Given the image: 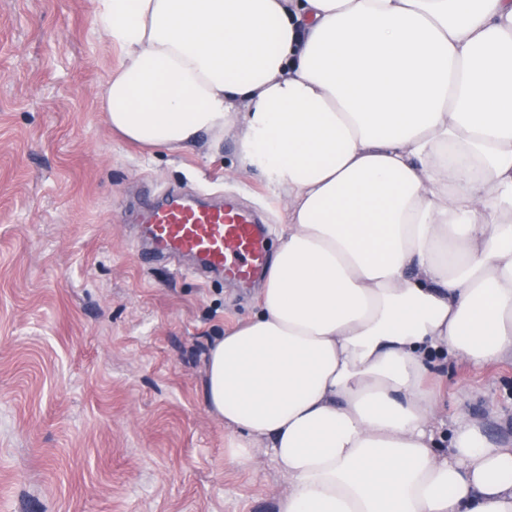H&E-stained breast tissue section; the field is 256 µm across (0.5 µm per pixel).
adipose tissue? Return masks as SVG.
<instances>
[{"instance_id":"1","label":"adipose tissue","mask_w":512,"mask_h":512,"mask_svg":"<svg viewBox=\"0 0 512 512\" xmlns=\"http://www.w3.org/2000/svg\"><path fill=\"white\" fill-rule=\"evenodd\" d=\"M113 133L232 139L288 217L204 401L278 512H512V442L429 382L512 359V0H92ZM447 448H440V441Z\"/></svg>"}]
</instances>
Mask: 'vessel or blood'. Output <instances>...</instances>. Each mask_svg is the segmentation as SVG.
I'll use <instances>...</instances> for the list:
<instances>
[{
  "mask_svg": "<svg viewBox=\"0 0 512 512\" xmlns=\"http://www.w3.org/2000/svg\"><path fill=\"white\" fill-rule=\"evenodd\" d=\"M144 258L190 257L198 266L240 285L267 266L264 234L252 214L233 200L205 204L169 194L143 211Z\"/></svg>",
  "mask_w": 512,
  "mask_h": 512,
  "instance_id": "vessel-or-blood-1",
  "label": "vessel or blood"
}]
</instances>
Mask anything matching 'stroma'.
I'll list each match as a JSON object with an SVG mask.
<instances>
[{"label": "stroma", "mask_w": 512, "mask_h": 512, "mask_svg": "<svg viewBox=\"0 0 512 512\" xmlns=\"http://www.w3.org/2000/svg\"><path fill=\"white\" fill-rule=\"evenodd\" d=\"M91 9L0 0V512H278L265 442L238 469L203 400L208 345L256 311L261 280L144 263L133 240L142 199L172 189L238 199L273 250L286 213L232 141L151 153L113 135L98 94L118 52ZM436 383L443 419L462 406L512 439L511 360Z\"/></svg>", "instance_id": "obj_1"}]
</instances>
